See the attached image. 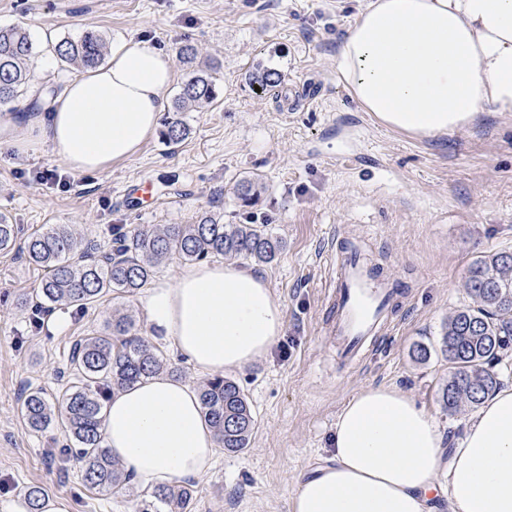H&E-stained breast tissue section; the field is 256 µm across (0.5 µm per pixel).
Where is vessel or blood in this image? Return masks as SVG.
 <instances>
[{
    "instance_id": "1",
    "label": "vessel or blood",
    "mask_w": 512,
    "mask_h": 512,
    "mask_svg": "<svg viewBox=\"0 0 512 512\" xmlns=\"http://www.w3.org/2000/svg\"><path fill=\"white\" fill-rule=\"evenodd\" d=\"M395 293L393 282L372 274L359 254L340 257L325 333L342 361H353L378 334Z\"/></svg>"
}]
</instances>
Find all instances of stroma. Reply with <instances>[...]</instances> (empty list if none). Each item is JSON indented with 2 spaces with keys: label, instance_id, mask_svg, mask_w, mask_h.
I'll use <instances>...</instances> for the list:
<instances>
[{
  "label": "stroma",
  "instance_id": "obj_1",
  "mask_svg": "<svg viewBox=\"0 0 512 512\" xmlns=\"http://www.w3.org/2000/svg\"><path fill=\"white\" fill-rule=\"evenodd\" d=\"M358 0H0V26L28 29L39 46L34 85L61 87L73 76L54 53L61 39L96 30L108 42L149 38L176 54L184 41L219 58V101L183 113L190 133L166 145L153 133L132 158L106 172L73 174L50 154L18 157L0 147V213L23 234L67 224L108 245L113 227L190 224L216 212L228 224H265L282 238L269 264L247 260L285 307L281 336L254 364L231 371L256 425L241 453L218 451L195 480V512H289L299 479L329 455L336 416L367 386H391L437 420L443 432L472 417L448 413L450 368L440 351L446 323L473 299L464 286L480 255L512 250V114L481 113L464 130L414 138L361 111L336 71V46ZM277 70L274 91H256V66ZM54 170L67 186L40 180ZM257 175L265 189L246 206L235 185ZM153 178L164 194L136 210L132 185ZM364 252L398 292L388 330L356 361L341 365L325 339L333 257ZM43 271L0 252V497L41 484L63 512H156L151 493L127 485L110 495L87 489L78 467L60 473L45 452L61 427L30 431L18 412L24 385L55 393L75 337L113 312L137 320L138 297L101 299L86 312L55 308L60 330L29 324L20 301L35 296ZM430 353L417 360V345Z\"/></svg>",
  "mask_w": 512,
  "mask_h": 512
}]
</instances>
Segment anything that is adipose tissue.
Listing matches in <instances>:
<instances>
[{"instance_id":"ef3b65f1","label":"adipose tissue","mask_w":512,"mask_h":512,"mask_svg":"<svg viewBox=\"0 0 512 512\" xmlns=\"http://www.w3.org/2000/svg\"><path fill=\"white\" fill-rule=\"evenodd\" d=\"M334 60L363 111L418 138L464 129L481 112L512 113V0H362ZM173 80L167 53L121 41L45 110L1 112L0 146L50 151L74 173L109 170L154 133ZM140 305L151 335L213 376L265 355L285 322L261 275L224 262L151 282ZM104 415L105 444L140 489L196 480L214 465V430L182 381L158 374L108 392ZM331 445L299 480L290 512H512V383L451 438L411 398L366 387L337 415Z\"/></svg>"}]
</instances>
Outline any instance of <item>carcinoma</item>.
<instances>
[{"mask_svg": "<svg viewBox=\"0 0 512 512\" xmlns=\"http://www.w3.org/2000/svg\"><path fill=\"white\" fill-rule=\"evenodd\" d=\"M107 52L105 37L85 30L65 37L54 46L55 55L80 72L100 65ZM36 54L31 35L21 27H0V109L12 112L11 103L31 81L30 63ZM187 66L175 98L176 115L161 132L169 144L190 133L179 112L203 109L219 96L216 75L222 63L203 59L191 44L178 47ZM254 83L271 91L281 75L259 69ZM262 192L258 179L246 177L236 185V196L251 204ZM20 228L0 214V251L21 252L26 261L45 271L35 304L37 315L56 305L82 311L109 293L131 294L144 287L156 270L176 257L184 262L243 256L269 264L281 253L284 242L264 224H226L213 213L197 216L192 224H163L112 234L111 244L100 250L79 238L66 224H52L18 245ZM465 285L477 306L464 307L448 318L441 352L453 373L442 392L444 407L453 413L462 406L476 408L499 386L492 365L512 346V251H498L477 258L466 270ZM168 370L163 357L135 333L128 313L107 319L102 327L75 341L58 378L66 380L61 398H51L42 388H30L20 400V415L29 429L44 432L61 423L66 444L47 449L50 464L67 473L71 463L80 464L84 485L108 494L120 493L130 482L119 462L103 446L102 410L106 391L122 389L143 378ZM203 413L214 429L217 442L230 453L248 448L255 419L239 385L214 377L199 388ZM153 497L170 512H194V492L186 485L160 487ZM28 512H41L47 490L32 484L24 493Z\"/></svg>", "mask_w": 512, "mask_h": 512, "instance_id": "cac0c4a2", "label": "carcinoma"}]
</instances>
